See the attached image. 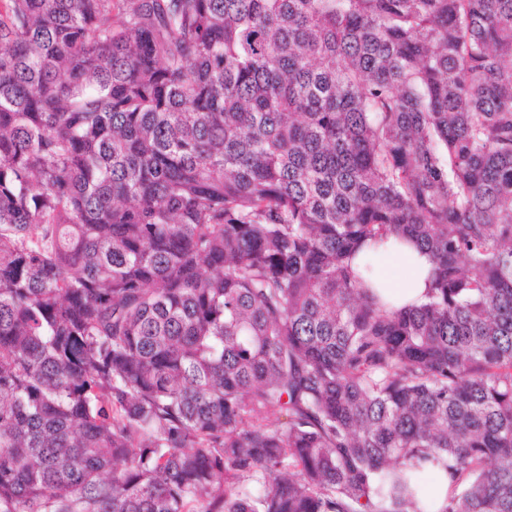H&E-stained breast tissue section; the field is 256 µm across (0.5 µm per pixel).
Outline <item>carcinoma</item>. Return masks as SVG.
I'll return each instance as SVG.
<instances>
[{"label":"carcinoma","instance_id":"carcinoma-1","mask_svg":"<svg viewBox=\"0 0 512 512\" xmlns=\"http://www.w3.org/2000/svg\"><path fill=\"white\" fill-rule=\"evenodd\" d=\"M427 250L426 302L351 260ZM512 512V0H0V512ZM430 485L431 491L429 494L433 498V509L435 512H439V509L448 504L446 498H448V494L451 493L452 480L448 474L444 471H440L432 475Z\"/></svg>","mask_w":512,"mask_h":512}]
</instances>
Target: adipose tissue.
Returning a JSON list of instances; mask_svg holds the SVG:
<instances>
[{
  "label": "adipose tissue",
  "instance_id": "obj_1",
  "mask_svg": "<svg viewBox=\"0 0 512 512\" xmlns=\"http://www.w3.org/2000/svg\"><path fill=\"white\" fill-rule=\"evenodd\" d=\"M356 270H371L376 293L390 306L399 308L425 301L429 287V258L418 249L396 241L367 246L358 255Z\"/></svg>",
  "mask_w": 512,
  "mask_h": 512
}]
</instances>
